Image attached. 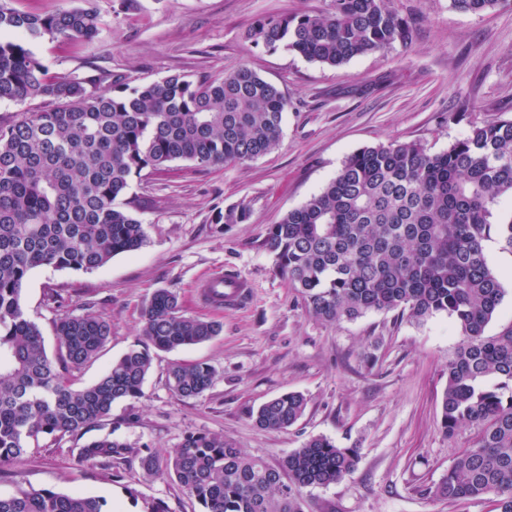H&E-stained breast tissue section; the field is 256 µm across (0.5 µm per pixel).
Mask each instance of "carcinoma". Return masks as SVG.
I'll return each instance as SVG.
<instances>
[{"instance_id": "obj_1", "label": "carcinoma", "mask_w": 512, "mask_h": 512, "mask_svg": "<svg viewBox=\"0 0 512 512\" xmlns=\"http://www.w3.org/2000/svg\"><path fill=\"white\" fill-rule=\"evenodd\" d=\"M501 0H452L455 10L484 14ZM96 10L22 12L0 0V102L41 97L44 112L0 123V466L21 460L30 442L57 441L111 415L114 404L143 394L156 352L202 344L221 323L182 313L179 295L156 290L141 314L139 338L93 384L74 389L60 379L42 333L21 303L28 274L41 266L93 271L147 243L143 224L126 208L132 177L178 161L197 168L243 164L279 146L288 101L246 65L221 78L168 75L135 88L87 77L48 75L28 41L93 37ZM409 26L389 0H332L319 14H284L252 24L246 38L268 50L286 47L332 67L409 39ZM512 200V120L472 128L429 154L415 143L363 148L346 158L320 193L271 225L261 243L274 269L316 318L339 322L399 310L421 322L445 313L463 341L448 362L440 428L452 437L478 429L435 489L448 501L495 497L512 512V327L484 335L504 290L483 243L496 235L512 249V219L497 218ZM245 208L217 212L212 223L236 224ZM60 360L78 369L111 335L109 322L65 314L55 322ZM215 370L173 364L170 391L202 396ZM499 379L487 389L484 379ZM306 397L288 392L263 403L254 423L279 431L304 414ZM134 452L108 433L78 449L85 461L112 463ZM359 448L314 437L272 467L224 436L191 433L164 457L147 454L148 476L175 480L201 512H301L308 487L352 474ZM106 500L22 487L0 497V512H106Z\"/></svg>"}]
</instances>
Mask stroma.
<instances>
[{
    "label": "stroma",
    "mask_w": 512,
    "mask_h": 512,
    "mask_svg": "<svg viewBox=\"0 0 512 512\" xmlns=\"http://www.w3.org/2000/svg\"><path fill=\"white\" fill-rule=\"evenodd\" d=\"M331 0H13L15 8L47 13L94 7L99 30L77 42L48 38L30 47L54 77L94 76L101 87H135L174 73L220 77L247 65L288 100L279 146L253 161L202 169L172 163L142 171L126 199L148 243L114 256L94 271L34 269L22 305L58 356L55 321L62 314L108 320L112 335L99 356L66 381H97L137 340L141 311L161 288L175 290L185 315L223 324L209 342L155 356L140 399L115 404L106 420L54 442L30 443L22 461L0 467V496L51 489L103 498L110 512H200L175 482L147 476L142 458L176 448L187 434L223 435L253 457L278 466L316 436L355 446L353 474L302 492V512H490L489 499L449 502L435 495L456 456L477 440L475 427L454 437L439 427L448 363L462 342L447 314L415 322L399 311L371 312L338 323L316 319L277 275L260 246L269 225L303 205L335 177L357 150L416 142L446 150L473 127L512 120V0L496 11L458 12L450 0H390L410 25L408 41L356 57L340 67L311 62L244 38L256 20L322 12ZM244 206L248 219L216 230L217 211ZM489 267L504 288L485 329L512 326V249L491 239ZM241 275L248 298L233 309L204 304L197 288L214 270ZM204 362L212 386L183 400L168 388L172 364ZM303 393L307 408L292 427L259 428L251 418L279 394ZM133 447L104 467L78 450L104 433Z\"/></svg>",
    "instance_id": "stroma-1"
}]
</instances>
